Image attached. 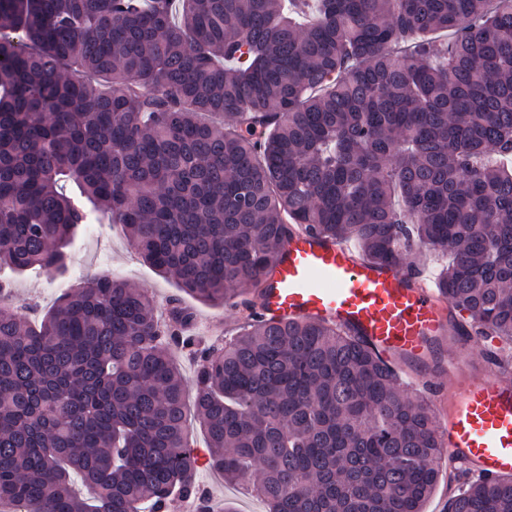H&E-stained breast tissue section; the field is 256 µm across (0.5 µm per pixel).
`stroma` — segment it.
<instances>
[{
    "label": "stroma",
    "instance_id": "35a3bbf8",
    "mask_svg": "<svg viewBox=\"0 0 512 512\" xmlns=\"http://www.w3.org/2000/svg\"><path fill=\"white\" fill-rule=\"evenodd\" d=\"M93 274L124 278L144 289L155 300L159 310H166L171 299H180L183 307L193 313L190 331L207 341H228L239 331L244 317L240 303L253 293L251 286H242L237 303L212 305L181 293L175 280L159 275L137 256L120 229H105L78 239L70 252L67 275L51 279L31 273L16 279L13 303L38 312L51 310L59 296L68 290L75 279ZM187 434L197 456L199 484L208 490L213 512H222L225 502H235L238 512H266L262 500L245 486L226 483L210 468L205 433L196 416L187 418Z\"/></svg>",
    "mask_w": 512,
    "mask_h": 512
}]
</instances>
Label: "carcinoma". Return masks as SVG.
Here are the masks:
<instances>
[{
	"label": "carcinoma",
	"mask_w": 512,
	"mask_h": 512,
	"mask_svg": "<svg viewBox=\"0 0 512 512\" xmlns=\"http://www.w3.org/2000/svg\"><path fill=\"white\" fill-rule=\"evenodd\" d=\"M94 223L214 305L296 228L375 265L440 253L457 329L511 343L512 0H0V270L61 275ZM7 287L12 512H211L190 394L211 467L269 512H422L440 478L430 402L329 322L253 300L206 344L96 274L34 326ZM446 512H512V478L465 476Z\"/></svg>",
	"instance_id": "carcinoma-1"
}]
</instances>
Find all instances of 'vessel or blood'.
<instances>
[{
    "label": "vessel or blood",
    "instance_id": "vessel-or-blood-1",
    "mask_svg": "<svg viewBox=\"0 0 512 512\" xmlns=\"http://www.w3.org/2000/svg\"><path fill=\"white\" fill-rule=\"evenodd\" d=\"M260 312L274 322L318 319L357 336L387 362L417 360L442 333L450 309L399 266L363 260L340 242L294 232L263 277ZM443 382L440 439L453 464L487 478L512 477V383L478 378L455 353L437 371Z\"/></svg>",
    "mask_w": 512,
    "mask_h": 512
}]
</instances>
